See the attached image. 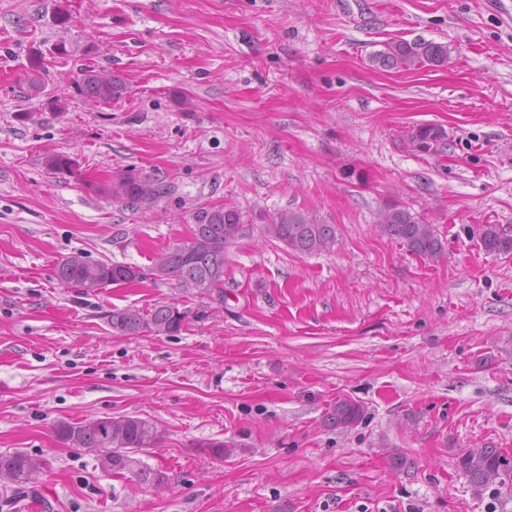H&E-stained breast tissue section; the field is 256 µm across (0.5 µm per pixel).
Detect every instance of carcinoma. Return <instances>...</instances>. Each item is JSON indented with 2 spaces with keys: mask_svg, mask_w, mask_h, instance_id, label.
I'll use <instances>...</instances> for the list:
<instances>
[{
  "mask_svg": "<svg viewBox=\"0 0 512 512\" xmlns=\"http://www.w3.org/2000/svg\"><path fill=\"white\" fill-rule=\"evenodd\" d=\"M371 62L382 68L410 71L417 66L441 67L448 63V46L443 43L392 41L371 56ZM74 87L85 99L97 105H110L122 96L124 84L117 77H106L93 67L81 70ZM446 138L439 126L424 125L414 130L412 142L428 152ZM45 165L60 172H73L74 160L64 152L50 151ZM99 190L112 199L126 203L153 200L164 193V186L157 181L127 171L121 173ZM195 224L189 240L165 251L152 268V275L176 281L184 291L202 290L210 294L224 288V248L232 244L242 231L240 213L224 206L202 207L195 212ZM379 227L389 238L405 246L420 257L435 260L442 256L444 247L433 225L412 214L409 209L389 203L378 214ZM270 236L286 248L301 254L313 255L328 252L336 243V232L331 224H323L302 211L285 210L266 225ZM481 242L489 253L512 252V237L501 233L495 224L481 228ZM144 273L137 266L92 262L82 256H70L56 268V278L63 286H74L85 293H96L110 285H119L140 279ZM188 312L175 303L158 302L143 312L135 308L112 312L110 323L113 332L120 336H138L157 333L175 336L183 330ZM363 415L360 404L339 398L328 408L324 422L336 428L348 429ZM78 431L77 448H99L112 457V473H130L139 484L158 486L166 481L164 472L145 465L139 456L159 446L162 434L148 421L127 416L109 420L100 417L97 422L70 423L62 421L54 426L57 437L69 443L65 429ZM512 462L497 448H469L457 458V466L478 487L498 483L495 475ZM0 468L11 472V481L23 484L35 476L39 463L22 451L0 455Z\"/></svg>",
  "mask_w": 512,
  "mask_h": 512,
  "instance_id": "carcinoma-1",
  "label": "carcinoma"
}]
</instances>
